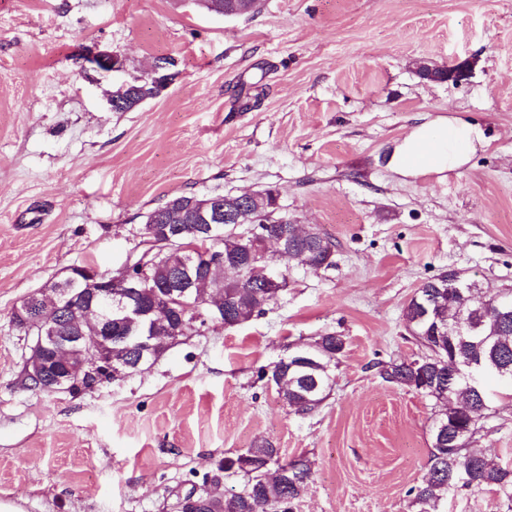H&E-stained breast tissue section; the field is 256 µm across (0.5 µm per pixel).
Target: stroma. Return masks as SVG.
<instances>
[{
	"instance_id": "stroma-1",
	"label": "stroma",
	"mask_w": 512,
	"mask_h": 512,
	"mask_svg": "<svg viewBox=\"0 0 512 512\" xmlns=\"http://www.w3.org/2000/svg\"><path fill=\"white\" fill-rule=\"evenodd\" d=\"M109 51L123 72L81 68ZM161 58L177 75L129 112L107 95ZM466 61L459 83L418 61ZM490 144L463 168L387 165L415 126L452 115ZM272 188L334 243L288 265L263 315L207 323L149 369L80 392L27 388L34 338L12 313L75 265L115 272L148 214L180 195ZM512 284V0H0V500L22 512H178L239 488L224 460L260 441L313 476L293 512H411L434 405L384 382L423 354L402 321L427 278ZM345 337L333 388L301 415L258 373L320 335ZM477 447L512 464V388L494 382Z\"/></svg>"
}]
</instances>
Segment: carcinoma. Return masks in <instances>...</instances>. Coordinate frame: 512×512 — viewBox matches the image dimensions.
I'll list each match as a JSON object with an SVG mask.
<instances>
[{"label":"carcinoma","instance_id":"1","mask_svg":"<svg viewBox=\"0 0 512 512\" xmlns=\"http://www.w3.org/2000/svg\"><path fill=\"white\" fill-rule=\"evenodd\" d=\"M210 10L233 11L246 5L241 0H204ZM189 201L181 195L154 209L148 219L155 224H181L185 227L181 247H171L163 252L149 268V279L167 283L174 274L192 260H202L203 253L191 254L182 245L194 240V217L178 207ZM260 229L274 235H288V249L294 262L318 270L332 265L334 244L320 233L306 238L294 234L291 224H280L273 219ZM207 248L224 251L227 269L211 277L206 288L224 298L222 325L226 328L239 326L266 311L275 302L279 292L264 283L245 278L260 249L257 237L243 238L226 227L220 238L212 239ZM450 273L443 271L423 282L406 303L402 319L407 332L420 345L428 349L424 360L379 362L380 377L391 384L409 388L439 405L450 397L457 400L459 408L450 416L438 410L436 418L447 420L445 437L432 435L429 476L412 487L410 508L412 512H443L448 496L464 490L457 485L456 473L460 468L470 470L476 484L474 488L487 490L512 512V465L502 464L497 458L473 447L475 435L480 431V421L492 408V394L488 382L496 380L512 385V307L504 318H499L492 305L478 298L460 294L453 288L437 287ZM427 304L429 315L423 316L422 304ZM205 325L206 318L187 315L169 321L173 330L180 329L181 336L196 333V325ZM130 338L125 329L112 331V370L129 375L134 372L136 351L128 348ZM314 345L322 354L329 369L313 371L300 367L283 371L285 382L277 385L283 403L297 414L317 411L333 387L332 368L342 356L346 340L342 336L326 334L318 337ZM457 360L471 363L470 372L449 378L448 362ZM247 459L238 455L224 459V471L241 475L243 484L239 491H224V495L201 501L200 512H293L312 475V464L305 456L292 460L280 459L279 449L267 442L255 444L245 452ZM275 461L282 469L279 479L270 482L262 477L264 466Z\"/></svg>","mask_w":512,"mask_h":512}]
</instances>
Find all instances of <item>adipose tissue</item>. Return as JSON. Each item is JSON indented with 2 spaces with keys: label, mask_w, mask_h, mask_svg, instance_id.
Instances as JSON below:
<instances>
[{
  "label": "adipose tissue",
  "mask_w": 512,
  "mask_h": 512,
  "mask_svg": "<svg viewBox=\"0 0 512 512\" xmlns=\"http://www.w3.org/2000/svg\"><path fill=\"white\" fill-rule=\"evenodd\" d=\"M490 142L485 129L454 116L416 126L396 146L390 166L396 173L416 176L423 171H454L469 163L478 148Z\"/></svg>",
  "instance_id": "adipose-tissue-1"
}]
</instances>
